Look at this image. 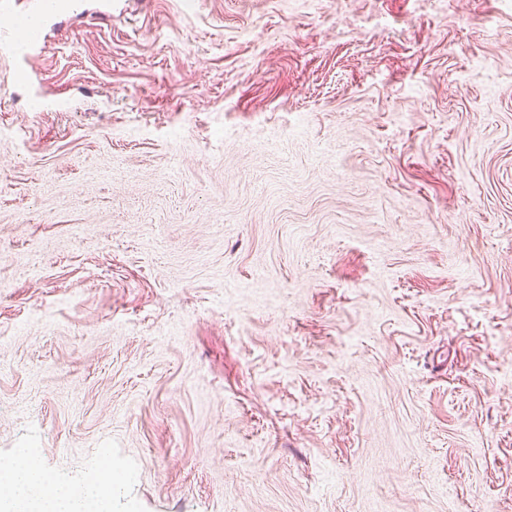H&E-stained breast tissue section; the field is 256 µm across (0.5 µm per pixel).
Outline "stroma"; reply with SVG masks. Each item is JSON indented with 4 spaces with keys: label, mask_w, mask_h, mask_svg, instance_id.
<instances>
[{
    "label": "stroma",
    "mask_w": 512,
    "mask_h": 512,
    "mask_svg": "<svg viewBox=\"0 0 512 512\" xmlns=\"http://www.w3.org/2000/svg\"><path fill=\"white\" fill-rule=\"evenodd\" d=\"M84 2L0 58V464L512 512V0Z\"/></svg>",
    "instance_id": "stroma-1"
}]
</instances>
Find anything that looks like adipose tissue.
I'll return each instance as SVG.
<instances>
[{
	"mask_svg": "<svg viewBox=\"0 0 512 512\" xmlns=\"http://www.w3.org/2000/svg\"><path fill=\"white\" fill-rule=\"evenodd\" d=\"M126 481L112 470L97 483L57 482L21 453L0 466V512H112V491Z\"/></svg>",
	"mask_w": 512,
	"mask_h": 512,
	"instance_id": "obj_1",
	"label": "adipose tissue"
}]
</instances>
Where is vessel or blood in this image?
Instances as JSON below:
<instances>
[{
    "label": "vessel or blood",
    "instance_id": "obj_1",
    "mask_svg": "<svg viewBox=\"0 0 512 512\" xmlns=\"http://www.w3.org/2000/svg\"><path fill=\"white\" fill-rule=\"evenodd\" d=\"M81 0H0V56L11 59L18 81L35 85L31 60L47 48L46 28L53 18L78 13Z\"/></svg>",
    "mask_w": 512,
    "mask_h": 512
}]
</instances>
